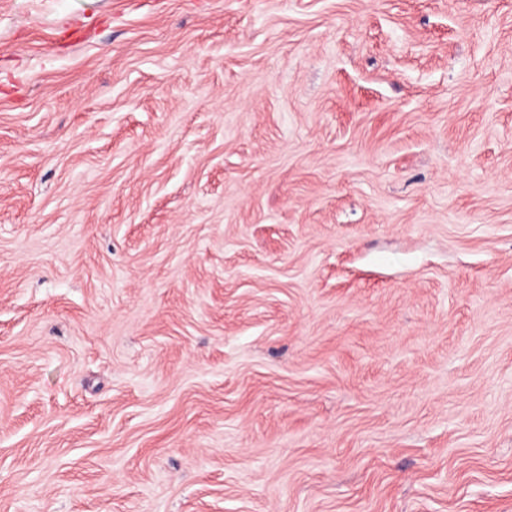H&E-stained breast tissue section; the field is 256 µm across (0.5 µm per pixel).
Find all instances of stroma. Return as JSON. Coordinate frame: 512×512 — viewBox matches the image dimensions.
Returning a JSON list of instances; mask_svg holds the SVG:
<instances>
[{
	"mask_svg": "<svg viewBox=\"0 0 512 512\" xmlns=\"http://www.w3.org/2000/svg\"><path fill=\"white\" fill-rule=\"evenodd\" d=\"M0 512H512V0H0Z\"/></svg>",
	"mask_w": 512,
	"mask_h": 512,
	"instance_id": "1",
	"label": "stroma"
}]
</instances>
